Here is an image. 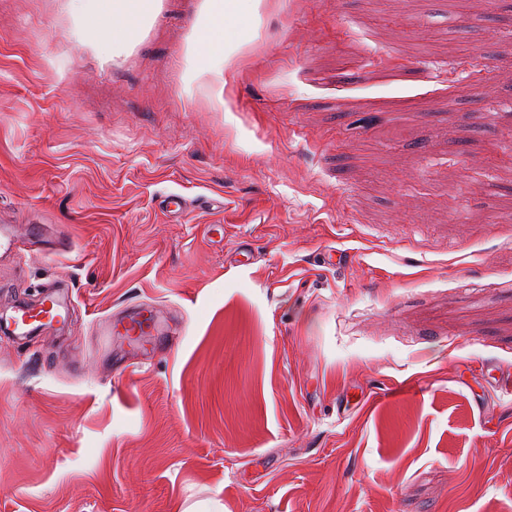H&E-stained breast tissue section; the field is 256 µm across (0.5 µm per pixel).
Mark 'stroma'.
<instances>
[{"instance_id": "1", "label": "stroma", "mask_w": 512, "mask_h": 512, "mask_svg": "<svg viewBox=\"0 0 512 512\" xmlns=\"http://www.w3.org/2000/svg\"><path fill=\"white\" fill-rule=\"evenodd\" d=\"M265 2L189 83L200 0L114 57L0 0V225L69 241L0 256L65 311L0 331V512H512V0ZM154 311L149 317H127L119 324L112 326V333L121 336L130 346L139 350H146L144 336L153 335Z\"/></svg>"}]
</instances>
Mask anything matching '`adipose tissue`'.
I'll list each match as a JSON object with an SVG mask.
<instances>
[{"label":"adipose tissue","mask_w":512,"mask_h":512,"mask_svg":"<svg viewBox=\"0 0 512 512\" xmlns=\"http://www.w3.org/2000/svg\"><path fill=\"white\" fill-rule=\"evenodd\" d=\"M81 10L98 16L110 33L109 48L120 50L134 38L137 30L146 25L153 8L152 0H79ZM262 0H201L198 22L187 39V57L190 63L189 79L201 78L208 71L200 54L202 44L218 47L224 63H234L240 51L239 43L226 40L224 29L240 10L257 14Z\"/></svg>","instance_id":"obj_1"}]
</instances>
